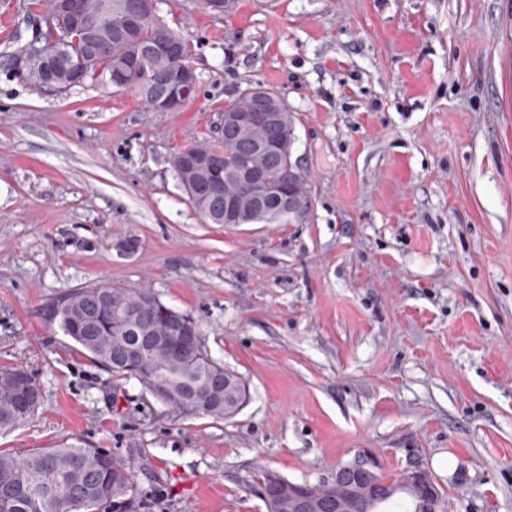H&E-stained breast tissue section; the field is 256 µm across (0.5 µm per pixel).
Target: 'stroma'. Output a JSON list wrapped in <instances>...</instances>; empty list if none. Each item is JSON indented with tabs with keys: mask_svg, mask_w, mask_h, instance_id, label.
I'll return each instance as SVG.
<instances>
[{
	"mask_svg": "<svg viewBox=\"0 0 512 512\" xmlns=\"http://www.w3.org/2000/svg\"><path fill=\"white\" fill-rule=\"evenodd\" d=\"M191 47L179 111L17 79L48 0H0V365L43 403L0 432L128 461L144 512H266L270 472L372 458L427 470L452 512H512V0H157ZM298 118L310 208L206 224L171 160L216 138L237 89ZM95 282L199 322L249 399L187 416L92 363L43 315Z\"/></svg>",
	"mask_w": 512,
	"mask_h": 512,
	"instance_id": "stroma-1",
	"label": "stroma"
}]
</instances>
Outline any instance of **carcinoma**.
I'll return each mask as SVG.
<instances>
[{"instance_id": "cac0c4a2", "label": "carcinoma", "mask_w": 512, "mask_h": 512, "mask_svg": "<svg viewBox=\"0 0 512 512\" xmlns=\"http://www.w3.org/2000/svg\"><path fill=\"white\" fill-rule=\"evenodd\" d=\"M109 1L112 2V13L107 26L99 30L98 51L90 54L79 28L96 22ZM134 2L141 5L145 19L137 29L124 34L125 16ZM78 5L79 16L75 22L56 23L42 32L47 39L57 38L58 65L54 67L49 59L31 53L22 81L39 88L51 80L66 91L76 86L74 77L78 73L82 74L84 82L91 80L110 87L113 73H128L134 66L155 80L163 79L178 67L176 61L157 49L179 34L158 21L155 13L149 11L146 0H78ZM280 109L285 113L283 122L271 133L241 129L218 141L190 146L186 151L197 155L222 153L233 164L268 171L275 181L288 187L299 211L304 212L311 206V190L306 172L292 160L296 117L287 107L282 105ZM268 135L282 145L280 163L272 169L268 168L264 154L248 149L251 142ZM222 180L223 191L240 202L244 223L264 222L251 204V187L226 173ZM190 203L206 223H224V212L216 210L212 204L207 184L199 186ZM91 291L92 286L85 285L60 295L61 316L54 322L95 364L117 377L146 372L177 389L192 388L203 394L211 390L209 381L224 364L214 360L205 350L198 352L175 341L147 354L130 370L112 367L113 352L131 347L145 337L166 339L169 324L158 308L144 316L145 305L154 296L152 289L114 286L108 289L109 304L97 314L95 333L88 335L76 329V321L83 301ZM20 373L19 368H0V431L24 425L41 403V393L37 390L29 406L19 407V387L15 377ZM228 375L220 387V407L188 409L179 405L177 410L216 421L225 419L224 408L238 396L240 380L231 371ZM109 502L120 503L123 512H140L144 508L134 487L131 466L116 455L66 440L49 448H31L19 453L0 450V512H91ZM416 504L415 499L400 491L393 498L376 504L374 512H417Z\"/></svg>"}]
</instances>
